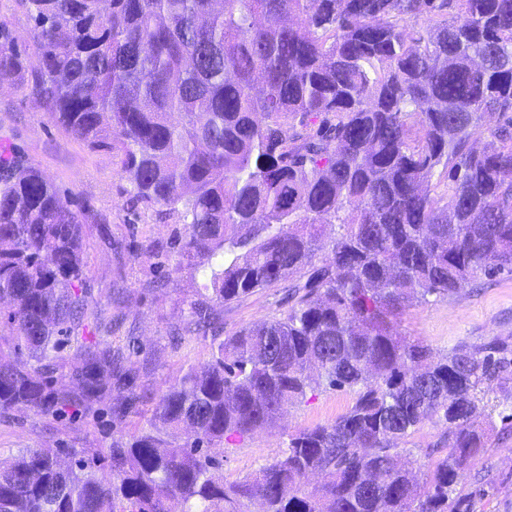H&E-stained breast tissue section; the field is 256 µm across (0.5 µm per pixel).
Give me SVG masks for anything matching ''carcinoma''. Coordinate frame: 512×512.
<instances>
[{
  "mask_svg": "<svg viewBox=\"0 0 512 512\" xmlns=\"http://www.w3.org/2000/svg\"><path fill=\"white\" fill-rule=\"evenodd\" d=\"M24 2L51 118L184 226L174 271L205 277L184 322L212 358L155 398L128 390L114 413L149 417L103 456L0 459V512H473L458 485L488 447L477 418L491 382L512 383V346L440 356L394 325L413 301L512 274V0ZM27 70L0 24V85ZM281 281L279 316L220 334L215 307ZM87 305L79 211L1 152L0 414L91 410L126 383ZM320 387L351 405L224 479V441ZM428 421L448 454L409 469L399 456Z\"/></svg>",
  "mask_w": 512,
  "mask_h": 512,
  "instance_id": "carcinoma-1",
  "label": "carcinoma"
}]
</instances>
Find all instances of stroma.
I'll list each match as a JSON object with an SVG mask.
<instances>
[{
    "label": "stroma",
    "mask_w": 512,
    "mask_h": 512,
    "mask_svg": "<svg viewBox=\"0 0 512 512\" xmlns=\"http://www.w3.org/2000/svg\"><path fill=\"white\" fill-rule=\"evenodd\" d=\"M35 70L14 86L0 88V147L33 164L83 214L84 286L89 311L101 325L103 339L113 345L136 337L140 354L127 367L138 391L152 395L191 364L211 358L209 344L183 325L182 302L195 297L202 273H167L171 265L174 221H161L155 207L132 204L131 186L115 157L96 150L55 123L34 94ZM283 286L264 288L219 308L224 333L277 314ZM398 331L443 353L458 343L498 340L512 344V275L477 276L457 294L411 306ZM491 405L481 418L495 429L488 448L475 457L461 482L474 512H512V430L497 407L499 387L489 391ZM352 399L347 391L322 390L289 406L276 425L224 445V476L236 481L281 455L290 431L332 421ZM113 399L95 409L61 416L33 411L0 414V453L18 448H85L97 451L112 444L115 433L134 432L140 412L112 414Z\"/></svg>",
    "instance_id": "1"
}]
</instances>
